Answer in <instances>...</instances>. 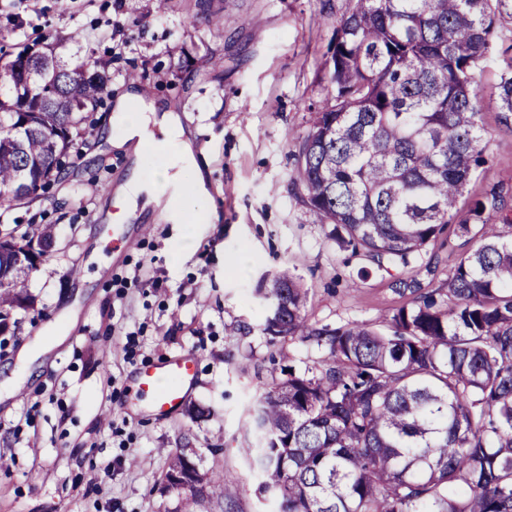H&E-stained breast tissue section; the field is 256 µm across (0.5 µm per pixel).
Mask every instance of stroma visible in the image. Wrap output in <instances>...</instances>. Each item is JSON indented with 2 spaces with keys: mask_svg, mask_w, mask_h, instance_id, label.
<instances>
[{
  "mask_svg": "<svg viewBox=\"0 0 512 512\" xmlns=\"http://www.w3.org/2000/svg\"><path fill=\"white\" fill-rule=\"evenodd\" d=\"M350 0H6L0 36L42 44L80 33L112 75L97 112L103 129L65 181L12 207L7 228H51L53 242L27 282L31 304L0 334V384L28 351L29 372L0 392V512H177L160 492L167 452L193 448L206 470L238 480L240 512H278L258 491L241 453L247 407L281 376L325 354L261 332L262 281L290 271L308 292L311 324H384L393 310L448 281L467 238L442 234L412 264L416 287L367 268L316 223L296 183L299 143L331 94L326 60ZM219 16V25L206 21ZM472 69L489 131L490 167L470 194L512 186V124L494 109L512 24ZM137 73L130 81L128 73ZM143 86L174 109L205 175L214 223L183 226L147 207L137 223L109 222L114 195L134 165L159 167L155 150L135 157L105 131L116 97ZM145 231H138V224ZM155 284H148L146 276ZM180 356L195 380L176 411L159 418L133 389L143 369ZM205 415L193 419L188 411Z\"/></svg>",
  "mask_w": 512,
  "mask_h": 512,
  "instance_id": "obj_1",
  "label": "stroma"
}]
</instances>
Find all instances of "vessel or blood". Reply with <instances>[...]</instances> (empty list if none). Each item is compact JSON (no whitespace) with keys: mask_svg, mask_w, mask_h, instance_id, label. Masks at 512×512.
<instances>
[{"mask_svg":"<svg viewBox=\"0 0 512 512\" xmlns=\"http://www.w3.org/2000/svg\"><path fill=\"white\" fill-rule=\"evenodd\" d=\"M193 379L191 360L173 359L143 370L138 378L137 390L148 400L152 411L163 413L180 404Z\"/></svg>","mask_w":512,"mask_h":512,"instance_id":"b4317fda","label":"vessel or blood"}]
</instances>
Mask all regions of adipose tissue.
<instances>
[{
    "mask_svg": "<svg viewBox=\"0 0 512 512\" xmlns=\"http://www.w3.org/2000/svg\"><path fill=\"white\" fill-rule=\"evenodd\" d=\"M112 124L120 130L118 146L139 149L149 145L170 156L166 165L149 175L142 173L140 168H132L127 182L116 194L117 211L112 216L115 223L126 220L138 205L159 203L168 194L185 200L201 199L205 179L195 170L192 146L185 140L179 119L172 111L157 113L153 101L128 92L116 98ZM188 169L193 172L189 178L184 175Z\"/></svg>",
    "mask_w": 512,
    "mask_h": 512,
    "instance_id": "obj_1",
    "label": "adipose tissue"
}]
</instances>
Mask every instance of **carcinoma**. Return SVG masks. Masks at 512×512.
Here are the masks:
<instances>
[{
  "label": "carcinoma",
  "instance_id": "obj_1",
  "mask_svg": "<svg viewBox=\"0 0 512 512\" xmlns=\"http://www.w3.org/2000/svg\"><path fill=\"white\" fill-rule=\"evenodd\" d=\"M338 21L331 97L314 110L297 184L336 242L379 270L450 230L472 246L452 259L446 298L395 309L386 329L314 326L306 291L282 272L260 294L261 332L326 353L255 400L244 455L280 512H512V210L495 184L468 197L489 166L488 132L470 71L492 48L512 0H351ZM75 38L0 55V209L65 180L76 141L94 145L110 80ZM495 107L512 119V60ZM22 180L24 195L12 192ZM508 231H503V228ZM34 264L0 256V334L29 304ZM181 512L205 499L235 512L227 472H202L184 451Z\"/></svg>",
  "mask_w": 512,
  "mask_h": 512
}]
</instances>
